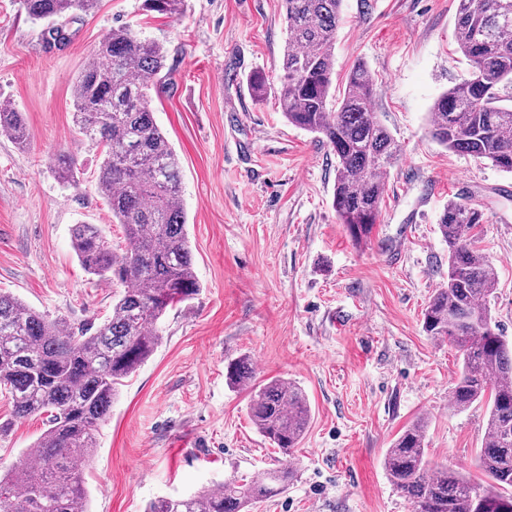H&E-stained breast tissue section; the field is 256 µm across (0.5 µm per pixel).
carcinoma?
Returning <instances> with one entry per match:
<instances>
[{
	"instance_id": "cac0c4a2",
	"label": "carcinoma",
	"mask_w": 512,
	"mask_h": 512,
	"mask_svg": "<svg viewBox=\"0 0 512 512\" xmlns=\"http://www.w3.org/2000/svg\"><path fill=\"white\" fill-rule=\"evenodd\" d=\"M99 0H22L34 22L53 25L49 40L70 41L59 20L91 13ZM183 0H144L149 12L180 13ZM287 24L279 103L286 121L318 134L336 156L333 207L353 241L370 238L378 223L386 178L401 149L372 110L378 84L359 63L343 99L332 104L336 33L343 0H282ZM455 37L471 63L468 78L441 93L429 115L432 138L512 173V104L499 88L512 86V0H458ZM168 52L127 27L112 29L81 69L73 89V122L81 138L102 147L97 188L127 246L111 249L102 230L77 224L74 251L84 268L123 286L112 315L95 330L49 320L19 299L0 294V389L18 417L47 415L28 460L0 475V512H89L83 470L95 432L119 386L153 354L167 311L194 298L200 284L186 232L180 162L151 109L150 91L169 81ZM18 145L29 129L14 105L0 102V135ZM57 179L77 186L76 163L54 160ZM482 206L450 201L439 231L448 243V277L423 313V330L448 340L461 366L451 406L485 403L488 419L478 467L485 483L426 455L425 422L405 428L387 449L384 468L411 512H512V344L496 332L489 297L493 263L477 246ZM226 379L248 392L258 432L288 456L302 440L310 408L295 383L272 377L255 383L246 357L227 366ZM294 477L286 462L258 477L233 478L189 496L149 503L146 512H250Z\"/></svg>"
}]
</instances>
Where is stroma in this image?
I'll use <instances>...</instances> for the list:
<instances>
[{"label":"stroma","mask_w":512,"mask_h":512,"mask_svg":"<svg viewBox=\"0 0 512 512\" xmlns=\"http://www.w3.org/2000/svg\"><path fill=\"white\" fill-rule=\"evenodd\" d=\"M458 0H344L334 85L362 62L373 102L402 149L379 222L353 244L332 206L336 158L284 119L277 92L286 37L282 0H184L164 18L143 0H99L71 22V42L45 50L41 24L21 0H0V100L24 113L30 142L0 136V293L48 319L99 325L119 287L78 261L72 228L98 225L125 246L100 196V151L73 124L76 76L112 29L160 41L174 70L151 108L180 161L199 293L161 320L153 355L126 379L96 435L85 471L89 512H145L231 476L290 460L295 478L255 512H411L383 457L395 436L424 420L429 459L481 478L476 466L485 404L451 410L459 363L431 339L422 312L448 274L438 231L452 200L484 205L478 229L498 285L489 300L512 342V174L435 142V99L467 78L455 39ZM267 93L256 100L251 72ZM70 153L78 186L61 184L51 156ZM249 357L257 381L296 382L311 409L291 457L268 445L247 415V393L226 366ZM41 416L14 417L0 394V471L25 462Z\"/></svg>","instance_id":"obj_1"}]
</instances>
